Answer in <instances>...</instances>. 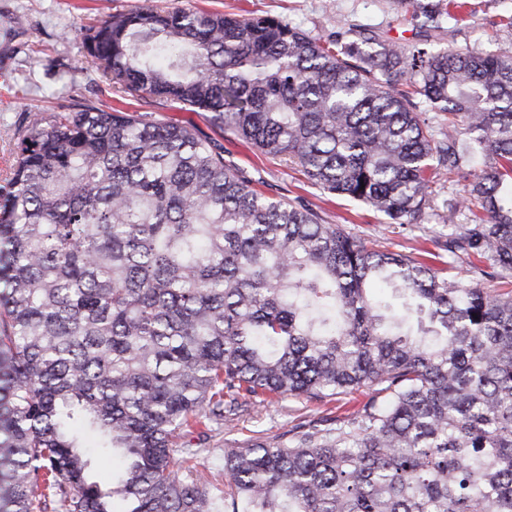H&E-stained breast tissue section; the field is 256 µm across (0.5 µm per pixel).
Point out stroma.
Listing matches in <instances>:
<instances>
[{"label": "stroma", "instance_id": "obj_1", "mask_svg": "<svg viewBox=\"0 0 512 512\" xmlns=\"http://www.w3.org/2000/svg\"><path fill=\"white\" fill-rule=\"evenodd\" d=\"M473 11L440 35L424 37L405 24L404 5L398 0H0V185L16 162V134L37 111L45 115L63 111L75 99H88L125 112L146 114L157 120L193 122L205 134L213 128L203 112L159 108L152 98L127 97L105 79L84 56L80 29L96 24L115 12H130L148 4L163 8H202L213 12L271 14L324 41L337 38L341 21L374 30L381 39L405 46L424 45L478 50L498 54L512 52V29L504 20L512 16V0H471ZM224 158L252 180L265 195L283 198L313 209L328 223L337 224L367 248L407 255L434 254V263L446 275L469 280L467 260L450 258L441 251L453 224L470 219L461 202L466 182L440 175L433 185L432 208L425 223L391 224L381 213L348 198H332L313 185L292 164L267 157L238 143H225ZM459 204L449 213L451 204ZM359 394H339L321 401L288 397L266 408L248 407L213 427L205 440L185 437L186 447H203L197 467L208 479L211 497L224 494V451L255 437L270 442L283 440L295 426L350 415Z\"/></svg>", "mask_w": 512, "mask_h": 512}]
</instances>
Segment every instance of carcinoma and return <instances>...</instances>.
Instances as JSON below:
<instances>
[{
  "instance_id": "carcinoma-1",
  "label": "carcinoma",
  "mask_w": 512,
  "mask_h": 512,
  "mask_svg": "<svg viewBox=\"0 0 512 512\" xmlns=\"http://www.w3.org/2000/svg\"><path fill=\"white\" fill-rule=\"evenodd\" d=\"M401 3L427 35L468 10ZM344 35L147 8L81 39L132 97L392 224L427 218L441 172L469 181L479 213L444 250L475 282L264 195L189 122L35 113L0 186V512H512V292L481 287L512 274V53ZM360 390L348 428L224 449L221 508L180 443L246 403Z\"/></svg>"
}]
</instances>
